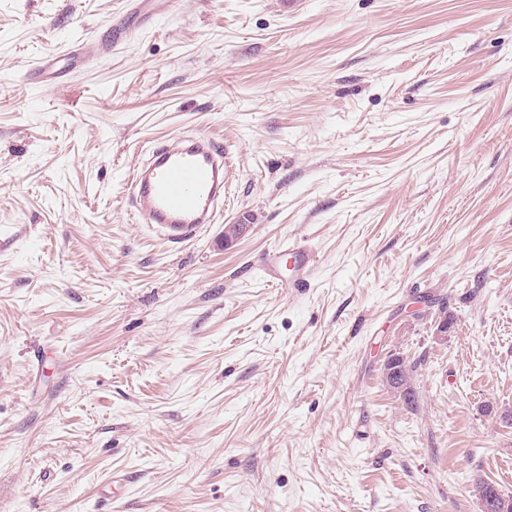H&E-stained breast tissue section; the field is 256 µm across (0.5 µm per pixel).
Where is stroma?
Returning a JSON list of instances; mask_svg holds the SVG:
<instances>
[{"mask_svg": "<svg viewBox=\"0 0 512 512\" xmlns=\"http://www.w3.org/2000/svg\"><path fill=\"white\" fill-rule=\"evenodd\" d=\"M126 2L0 0V512L512 493V0H173L100 50ZM71 46L66 87L28 80ZM188 133L236 171L175 244L126 173ZM291 235L298 297L257 265ZM289 256V271L287 280L278 274V264L282 257ZM318 260L311 245L306 240L293 241L287 247L277 246L262 260V267L273 288H288V293L303 294L312 287V276ZM394 355L396 358H395V367H399L400 368V375H399V379L401 380V383L400 385L403 386V390L402 391H397L399 392V396L402 397L405 402H407V404H411L412 401H413V390L411 388V380L413 378V373L415 372V364H411L409 362H407L406 360H404L403 357H401L400 355H397V354H392ZM395 367H388V372H389V376H390V382L395 385V386H398V383L396 382L397 380L395 379V374H397V372L394 373L395 370H397Z\"/></svg>", "mask_w": 512, "mask_h": 512, "instance_id": "stroma-1", "label": "stroma"}]
</instances>
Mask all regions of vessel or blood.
Instances as JSON below:
<instances>
[{
  "label": "vessel or blood",
  "instance_id": "1",
  "mask_svg": "<svg viewBox=\"0 0 512 512\" xmlns=\"http://www.w3.org/2000/svg\"><path fill=\"white\" fill-rule=\"evenodd\" d=\"M231 168L227 150L203 134L154 146L129 175L135 222L154 225L174 241L189 239L203 225L216 222ZM284 258L290 269L285 279L278 274ZM317 263L316 253L302 239L272 249L262 267L272 287L301 294L311 288Z\"/></svg>",
  "mask_w": 512,
  "mask_h": 512
}]
</instances>
